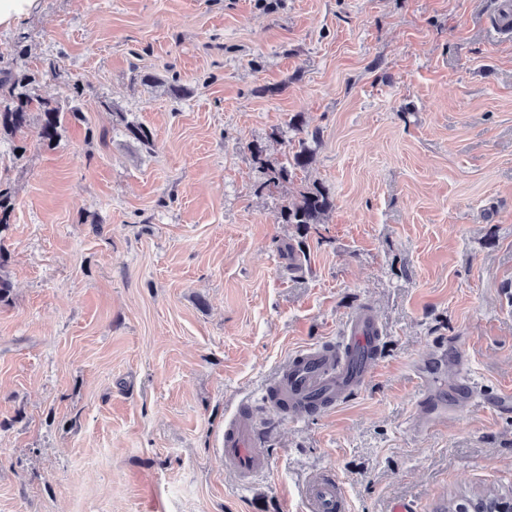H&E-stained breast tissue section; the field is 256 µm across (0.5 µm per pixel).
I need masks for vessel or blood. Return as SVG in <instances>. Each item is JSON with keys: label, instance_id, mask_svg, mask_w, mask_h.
Segmentation results:
<instances>
[{"label": "vessel or blood", "instance_id": "b4317fda", "mask_svg": "<svg viewBox=\"0 0 512 512\" xmlns=\"http://www.w3.org/2000/svg\"><path fill=\"white\" fill-rule=\"evenodd\" d=\"M373 328L367 310L352 314L336 346H316L294 354L279 372L265 396L275 414L297 417L311 402L333 406L358 389L366 380L373 358L364 356ZM461 398L449 406L457 416L473 407L478 393L468 373L458 380ZM258 429L247 409H239L224 426V466L240 484H249L264 474L269 461L257 446ZM304 512H348L349 505L342 484L328 472L314 474L303 491Z\"/></svg>", "mask_w": 512, "mask_h": 512}]
</instances>
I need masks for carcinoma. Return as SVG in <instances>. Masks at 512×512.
<instances>
[{"mask_svg":"<svg viewBox=\"0 0 512 512\" xmlns=\"http://www.w3.org/2000/svg\"><path fill=\"white\" fill-rule=\"evenodd\" d=\"M35 81V76L25 72L11 73L6 79H0V90L9 86V99L0 108V130H5L14 136L26 137L30 127V110L36 108L40 112V123L37 130L39 141L51 144L58 135V129L62 125L65 115H70L78 120L82 118V112L76 106L63 109L53 99L34 98L27 93V87ZM124 125L125 136L139 144L145 150L155 147L154 134L147 126L120 118ZM313 153L305 138H300L289 143V149L285 154V160L270 165L266 169V177L259 185V190L274 193L289 183L296 175V171L306 170L312 163ZM15 200L9 188L0 185V234L7 230L8 222L14 211ZM335 207V199L329 187L322 183L314 182L303 188L298 196L288 201L280 212V218L284 224H293L299 234H306L312 225L322 224L327 215ZM500 502L505 504L503 498L495 491H490L476 499H471L467 505L477 504V507L468 510L461 509L454 500L448 502L443 512H495L486 509V502Z\"/></svg>","mask_w":512,"mask_h":512,"instance_id":"carcinoma-1","label":"carcinoma"}]
</instances>
